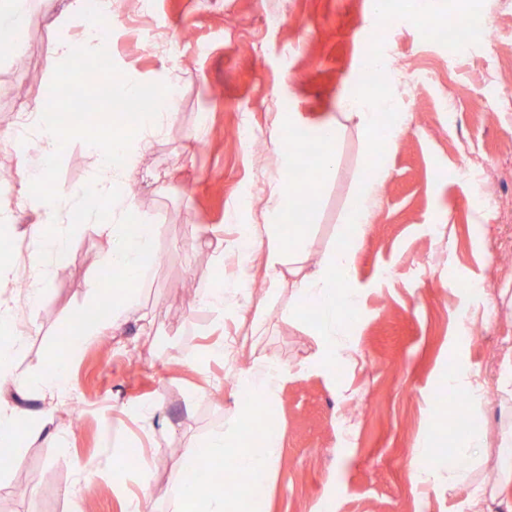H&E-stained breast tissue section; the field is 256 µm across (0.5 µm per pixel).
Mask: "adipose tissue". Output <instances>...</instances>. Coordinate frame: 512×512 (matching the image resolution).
<instances>
[{
  "label": "adipose tissue",
  "mask_w": 512,
  "mask_h": 512,
  "mask_svg": "<svg viewBox=\"0 0 512 512\" xmlns=\"http://www.w3.org/2000/svg\"><path fill=\"white\" fill-rule=\"evenodd\" d=\"M348 102L356 109L358 127L367 150H375L379 133L398 137L404 123L402 113L392 111L386 95L368 83H361L347 94ZM162 116L147 115L139 123L141 132L136 139L126 136L127 125L108 118L111 134L91 142V149L97 154L99 173L85 186L65 194H51L45 191L42 176L64 152L60 141V128L56 123L41 121L35 139L16 141L15 148L21 165L37 163L39 175L31 177L25 185L24 196L27 205L38 211L39 221L30 225L27 233L35 248L24 258L31 277H39L45 253H63L62 242L54 237H45L43 225L56 223L61 211L69 206H85L90 219H97L95 202H106L109 208V222L99 225V232L109 242L102 256L104 266L118 274V282L112 291L106 319L93 321L78 318L82 336L88 337L103 330L113 335H124L126 326L134 319L133 305L135 291L142 284L148 261L154 253V242L158 227L147 216H134V206L129 196L117 193L112 180L113 173L130 177L143 155L152 143V134L161 122L174 118V100L166 98ZM336 126H328L320 141V150L313 163L314 171L307 175L304 188H296L286 183L281 193L271 201L273 214H287L289 231H282L279 225L264 224L247 229L248 246L233 241L226 244L221 253L216 254L214 263L223 266L225 256L237 260L239 275L229 283V291L253 300V292L246 275L248 265L253 260H261L270 274L268 296H279L283 287H291L295 306L310 305L321 315L317 329L320 338L318 359L324 364H335L337 356H352L353 347L343 342L341 335L350 330L347 318L356 302L353 290L347 282L355 259L353 250L336 247L327 250L317 262H310L306 253L307 226L305 210L307 197L317 193V171H326L336 164ZM383 186L382 178H366L358 195L352 200L348 223L354 238L363 239L369 219L376 207ZM225 290V291H228ZM220 289H210L201 293L199 305L208 310H223L224 293ZM14 344H0V389L7 385L35 387L51 392H63L67 387V360L53 358L47 370L36 377L17 374L13 354ZM284 365L274 364L266 357L256 358L251 368L241 371L236 382L239 395L244 403L238 404L235 418L224 429L212 433L205 441L186 445L181 454L182 468L192 471L199 459H219L233 462L238 468L252 473H271L276 464L277 438L263 437L255 440L242 434L241 426L246 423L256 404L268 403L274 390L287 374ZM468 451L453 455L448 460V489L455 492L469 487L472 456L471 449L487 448L494 468L499 476L500 487L512 486V430L501 431L494 443H486L478 434L468 436ZM255 494L254 485L239 487L234 495H226L224 486L215 483L207 493H200L194 486L183 484L174 503L173 512H248Z\"/></svg>",
  "instance_id": "obj_1"
}]
</instances>
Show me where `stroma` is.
<instances>
[{
    "label": "stroma",
    "mask_w": 512,
    "mask_h": 512,
    "mask_svg": "<svg viewBox=\"0 0 512 512\" xmlns=\"http://www.w3.org/2000/svg\"><path fill=\"white\" fill-rule=\"evenodd\" d=\"M132 0H112L103 26L113 45L111 70L133 72L163 91L175 83L176 120L153 141L133 178L136 210L159 226L156 253L135 302L151 324L147 336H91L70 357V389L62 394L6 387L11 402L38 417L20 432L19 459L0 464V512H70L77 491L82 512H124L133 495H148L153 512H170L184 474L170 456L231 419L238 403L234 374L266 356L289 366L268 407L279 426L277 462L262 478L265 512H470V492L447 483L419 485L413 450L432 440L431 465L465 442L442 415L437 389L453 369L495 394L498 361L512 348V0L469 7L466 40L457 53L431 40L432 28L454 19L456 0H427L433 26L415 22L404 0L377 14L372 0H156L136 16ZM67 0H28L25 72L0 48V165L18 159L7 134L18 106L48 107L69 123L57 97L53 56L60 33L50 16ZM163 34L153 49L150 37ZM377 51L395 65L381 81L407 125L384 152L387 177L371 228L354 242L350 285L360 317L350 337L353 362L315 364L318 316H287L289 293L268 307L263 335L246 338L241 298L223 313L200 308V293L220 285L216 249L254 224L272 223L267 199L284 181L290 150L279 115L316 131L339 124L335 172L321 178L309 203V257L318 259L346 232L349 204L367 174L366 146L348 114L345 93L362 82ZM253 142L228 137L241 121ZM72 137L47 177L67 191L97 168L87 141ZM496 164L493 201L473 207L474 183L457 178L477 159ZM253 203L237 210L244 192ZM0 211L12 221L0 245L26 255L25 231L37 215L23 203L20 180L0 188ZM64 237V257L44 258L42 299L30 308L19 273L0 284V304L17 314L16 330L40 328L17 348L18 373L37 374L65 354L62 329L77 311L105 304L101 278L106 240L92 221L64 212L48 226ZM458 279L483 281L487 293L467 294ZM139 449L148 473L123 476L112 463Z\"/></svg>",
    "instance_id": "obj_1"
}]
</instances>
